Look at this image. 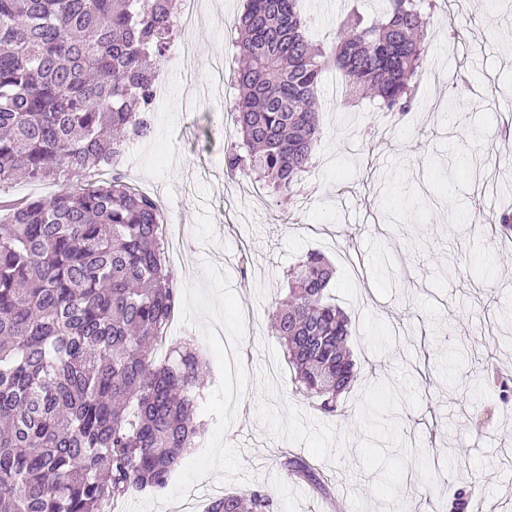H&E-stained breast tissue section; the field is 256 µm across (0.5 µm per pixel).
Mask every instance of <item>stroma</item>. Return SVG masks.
<instances>
[{
  "instance_id": "35a3bbf8",
  "label": "stroma",
  "mask_w": 512,
  "mask_h": 512,
  "mask_svg": "<svg viewBox=\"0 0 512 512\" xmlns=\"http://www.w3.org/2000/svg\"><path fill=\"white\" fill-rule=\"evenodd\" d=\"M244 0H201L186 43L159 65L166 92L153 132L120 163L183 232L172 264L180 305L169 338L191 336L210 383L206 431L160 492H136L117 512H180L260 485L272 512H512V409L485 380L487 363L512 364V239L493 233L512 193L481 192L488 155L512 154V10L453 0L437 15L419 101L386 128L365 99L319 95L322 135L303 187L315 208L261 194L246 205L241 177L224 171L223 89L196 95L216 61L238 67L234 20ZM300 0L313 41L333 43L350 7L374 0ZM460 30L449 38V27ZM335 264L329 293L355 324L359 371L329 416L295 392V374L270 331L287 294L286 270L307 252ZM327 477L328 494L291 480L283 452ZM435 472L423 483L422 467Z\"/></svg>"
}]
</instances>
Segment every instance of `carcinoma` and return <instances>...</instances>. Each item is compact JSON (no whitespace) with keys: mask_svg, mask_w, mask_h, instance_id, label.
Segmentation results:
<instances>
[{"mask_svg":"<svg viewBox=\"0 0 512 512\" xmlns=\"http://www.w3.org/2000/svg\"><path fill=\"white\" fill-rule=\"evenodd\" d=\"M352 9L336 45L315 44L299 0H244L234 76L239 141L227 173L293 203L321 137L315 109L334 67L384 112L409 114L433 25L426 0ZM175 0H0V184L54 181L58 192L0 224V512H105L132 491L160 492L204 434L206 364L185 341L152 351L178 310L158 204L115 172L73 181L152 133L158 62L176 39ZM272 334L296 392L327 415L354 382L352 322L331 301L333 268L310 252L285 272ZM287 474L326 490L300 457ZM267 490L206 512H265Z\"/></svg>","mask_w":512,"mask_h":512,"instance_id":"cac0c4a2","label":"carcinoma"}]
</instances>
